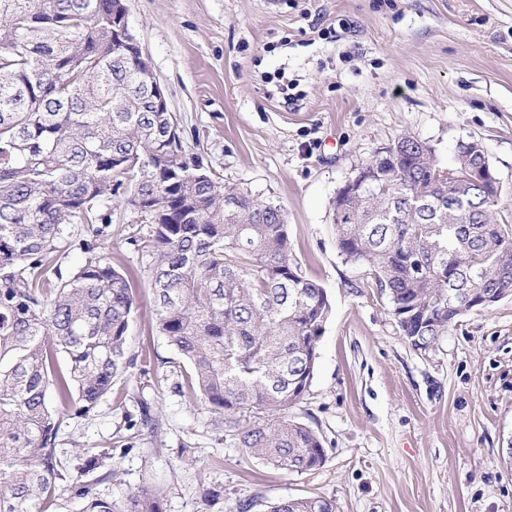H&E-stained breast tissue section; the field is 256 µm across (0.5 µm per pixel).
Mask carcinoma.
I'll list each match as a JSON object with an SVG mask.
<instances>
[{"label": "carcinoma", "mask_w": 512, "mask_h": 512, "mask_svg": "<svg viewBox=\"0 0 512 512\" xmlns=\"http://www.w3.org/2000/svg\"><path fill=\"white\" fill-rule=\"evenodd\" d=\"M129 40L116 0H0V512H48L61 487L82 512H163L148 488L98 493L112 472L90 475L112 452L74 472L56 455L51 397L87 416L133 365V278L98 243L120 196L151 224L130 243L151 257L156 332L187 364L178 388L276 469L308 472L325 458L316 432L287 412L314 377L328 294L302 275L281 204L186 160L177 119L154 110ZM485 160L481 143L462 142L446 172L403 136L362 166L359 194H336L340 252L368 266L417 351L467 311L457 296L477 289L487 307L512 293V226L495 219L497 187L467 188L466 215L448 209ZM69 224L98 228L73 240ZM74 249L86 255L78 267L52 263ZM267 512L336 507L299 497Z\"/></svg>", "instance_id": "cac0c4a2"}]
</instances>
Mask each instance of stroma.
I'll return each mask as SVG.
<instances>
[{
    "label": "stroma",
    "mask_w": 512,
    "mask_h": 512,
    "mask_svg": "<svg viewBox=\"0 0 512 512\" xmlns=\"http://www.w3.org/2000/svg\"><path fill=\"white\" fill-rule=\"evenodd\" d=\"M128 21L188 158L282 204L293 254L331 315L311 386L288 415L322 439L302 474L237 448L220 415L176 390L177 353L151 326L150 226L117 202L104 238L134 275L136 363L85 417L63 418L74 467L111 449L103 497L160 492L164 512H250L321 496L336 512H512V296L460 316L432 350L406 340L367 267L336 242L334 199L373 153L411 136L440 167L481 141L512 224V0H127ZM293 99L277 90L278 77ZM147 406L154 426L143 425ZM221 497L203 504V489Z\"/></svg>",
    "instance_id": "obj_1"
}]
</instances>
